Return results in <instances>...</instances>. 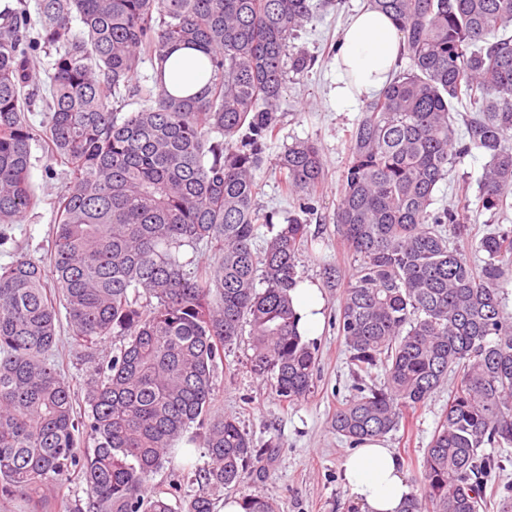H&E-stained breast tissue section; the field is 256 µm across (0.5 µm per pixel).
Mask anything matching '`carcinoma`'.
Instances as JSON below:
<instances>
[{
	"instance_id": "carcinoma-1",
	"label": "carcinoma",
	"mask_w": 512,
	"mask_h": 512,
	"mask_svg": "<svg viewBox=\"0 0 512 512\" xmlns=\"http://www.w3.org/2000/svg\"><path fill=\"white\" fill-rule=\"evenodd\" d=\"M401 34L393 74L350 136L336 224L359 260L340 297L338 333L355 395L331 417L356 447L395 430L442 385L448 407L427 448L420 492L402 512H512L487 488L512 445V317L499 284L512 231L485 233L478 264L448 246L471 235L459 208H433L453 168L489 158L477 209L502 213L512 194V0H368ZM314 16L308 0H40L29 35L24 0L0 11V224L42 202L30 181L31 141L67 167L53 201L46 269L14 247L0 265V500L44 492L75 475L76 512H217L219 493L269 459L234 416L214 408L224 347L250 327L251 366L279 401L314 389L319 347L303 339L291 291L308 219L261 211L255 172L280 132L288 40ZM176 49L197 52L189 82L165 78ZM55 52L46 92L34 57ZM146 86L133 84L145 59ZM47 112L36 131L25 112ZM471 111L465 134L453 112ZM285 197L309 214L324 181L316 144L297 140L273 162ZM261 224L276 226L261 247ZM208 253L192 269L186 249ZM263 285L257 291V285ZM92 348L120 353L75 391L51 360L59 323ZM206 465L199 493H149L150 474L188 429ZM243 512H274L260 494Z\"/></svg>"
}]
</instances>
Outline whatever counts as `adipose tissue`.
<instances>
[{
    "mask_svg": "<svg viewBox=\"0 0 512 512\" xmlns=\"http://www.w3.org/2000/svg\"><path fill=\"white\" fill-rule=\"evenodd\" d=\"M400 47L399 32L386 14L361 9L336 51L331 102L344 108L381 90ZM344 477L362 512H401L410 493L397 457L377 439L367 441L346 459Z\"/></svg>",
    "mask_w": 512,
    "mask_h": 512,
    "instance_id": "obj_1",
    "label": "adipose tissue"
}]
</instances>
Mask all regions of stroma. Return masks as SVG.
Returning <instances> with one entry per match:
<instances>
[{"label": "stroma", "mask_w": 512, "mask_h": 512, "mask_svg": "<svg viewBox=\"0 0 512 512\" xmlns=\"http://www.w3.org/2000/svg\"><path fill=\"white\" fill-rule=\"evenodd\" d=\"M367 0H335L317 18L300 30L291 44L311 60L301 73L288 72L279 113L282 128L278 138L265 152V161L256 172L261 186L257 196L262 209L291 210L283 196L272 162L284 147L297 139L313 140L318 146L327 174L314 196L310 215L311 243L298 263L302 284L318 289L323 307L322 323L316 342L320 349V368L314 389L304 401L283 405L270 379L255 375L249 365L250 336L242 334L224 350V361L215 374L216 406L224 414L240 419L255 444L276 439L278 446L264 470L245 474L238 487L225 490V499L259 493L274 505L275 512H355L356 502L345 487L343 464L351 454L348 442L332 431L330 420L337 406L353 395V379L344 350L334 326L339 306V289L330 286L326 268L335 267L349 277L358 259L344 245L336 226V205L341 174L349 156V133L363 116L362 104L336 109L329 100L330 66L336 43L356 10ZM31 182L42 197L38 209L20 223L8 225L6 232L32 258L48 262L54 214L52 201L64 188L68 175L63 166L50 161L40 142L31 144ZM487 158L468 156L434 194L436 206L451 204L458 188L469 196L478 193V181ZM59 363L62 378L73 389H80L94 373L97 363L118 354L121 342L116 338L93 349L75 345L68 334L59 336ZM448 404L447 388H440L414 411L408 421L385 435L383 442L400 460L406 480L422 472L425 451ZM174 457L160 471L150 474V487L178 484L182 496L197 493L192 477L206 462L200 449L188 438L174 445Z\"/></svg>", "instance_id": "35a3bbf8"}]
</instances>
